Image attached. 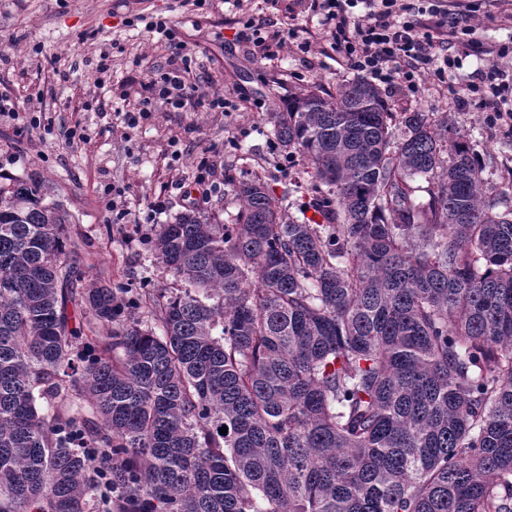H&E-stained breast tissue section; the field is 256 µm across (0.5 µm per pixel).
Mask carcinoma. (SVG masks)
Listing matches in <instances>:
<instances>
[{
	"label": "carcinoma",
	"instance_id": "1",
	"mask_svg": "<svg viewBox=\"0 0 512 512\" xmlns=\"http://www.w3.org/2000/svg\"><path fill=\"white\" fill-rule=\"evenodd\" d=\"M394 118L360 76L267 113L324 222L224 176L230 223L152 232L191 285L153 326L74 287L43 177L0 182V512H512V206L448 119Z\"/></svg>",
	"mask_w": 512,
	"mask_h": 512
}]
</instances>
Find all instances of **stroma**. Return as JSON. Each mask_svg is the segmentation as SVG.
<instances>
[{
	"mask_svg": "<svg viewBox=\"0 0 512 512\" xmlns=\"http://www.w3.org/2000/svg\"><path fill=\"white\" fill-rule=\"evenodd\" d=\"M479 51L470 53L446 87L426 83L419 96L390 95L397 112L448 116L475 145L484 166L487 197L512 199V127H488L476 108H458L456 99L473 77L497 60L499 44L512 37V18L495 0H481ZM183 0H0V92L17 105L15 116H0V175L23 177L39 172L62 205L73 258L86 281L115 288H153L162 294L181 291L183 281L156 263L145 224L149 197L168 190L165 212L154 222L168 224L189 208L210 214L218 223L232 219L238 202L231 189L202 193L192 182L198 157L208 150L224 153V171L245 176L263 165L274 195L291 191L309 198L310 177L304 157H295L288 176L267 165L270 139L265 112L287 102L291 93L316 85L335 92L355 72L339 65L327 30L310 23V52L284 49L273 60L247 55L234 45L227 22L235 13L224 0H212L201 15V31L181 30L196 61L198 82L212 93L261 102V110L168 112L158 109L130 133H123L116 114L121 90L131 82V60L142 56L144 68L164 63L168 51L152 42L143 26L128 27L139 15L180 22ZM225 41H211L213 27ZM109 68L97 70L100 59ZM52 134H45L44 124ZM82 137H70L72 129ZM237 148H230L231 139ZM182 153L171 163L172 148ZM125 189L130 221L116 224L107 203L113 186Z\"/></svg>",
	"mask_w": 512,
	"mask_h": 512,
	"instance_id": "stroma-1",
	"label": "stroma"
}]
</instances>
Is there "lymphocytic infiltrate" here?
<instances>
[{
	"label": "lymphocytic infiltrate",
	"instance_id": "f902f5d3",
	"mask_svg": "<svg viewBox=\"0 0 512 512\" xmlns=\"http://www.w3.org/2000/svg\"><path fill=\"white\" fill-rule=\"evenodd\" d=\"M301 5L309 16L323 21L339 61L375 85L411 95L419 94L428 79L445 85L459 63L458 50L477 44L474 6H466L452 18L447 0H290L284 7L286 27L270 30L262 15L251 13L237 19L234 42L263 58L275 57L288 46L309 51L305 27L298 22ZM145 27L170 55L164 65L139 80L134 90L136 103L123 113L125 128L138 126L159 105L170 112H192L203 102L211 112L235 111L232 100L201 92L191 81L194 60L184 53L171 21L151 20ZM511 99L512 82L493 65L464 87L458 104L476 107L487 124L496 126L512 123V108L507 105Z\"/></svg>",
	"mask_w": 512,
	"mask_h": 512
}]
</instances>
